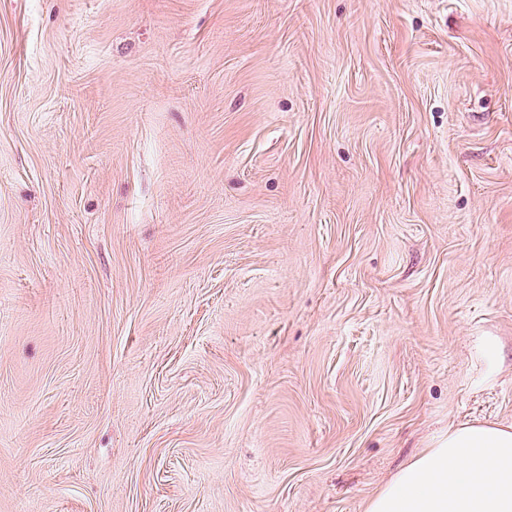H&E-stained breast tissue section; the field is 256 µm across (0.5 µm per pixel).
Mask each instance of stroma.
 Instances as JSON below:
<instances>
[{
	"instance_id": "stroma-1",
	"label": "stroma",
	"mask_w": 512,
	"mask_h": 512,
	"mask_svg": "<svg viewBox=\"0 0 512 512\" xmlns=\"http://www.w3.org/2000/svg\"><path fill=\"white\" fill-rule=\"evenodd\" d=\"M512 427V0H0V512H364Z\"/></svg>"
}]
</instances>
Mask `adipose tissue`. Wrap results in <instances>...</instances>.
I'll use <instances>...</instances> for the list:
<instances>
[{"label":"adipose tissue","mask_w":512,"mask_h":512,"mask_svg":"<svg viewBox=\"0 0 512 512\" xmlns=\"http://www.w3.org/2000/svg\"><path fill=\"white\" fill-rule=\"evenodd\" d=\"M365 512H512V428H449L379 488Z\"/></svg>","instance_id":"obj_1"}]
</instances>
